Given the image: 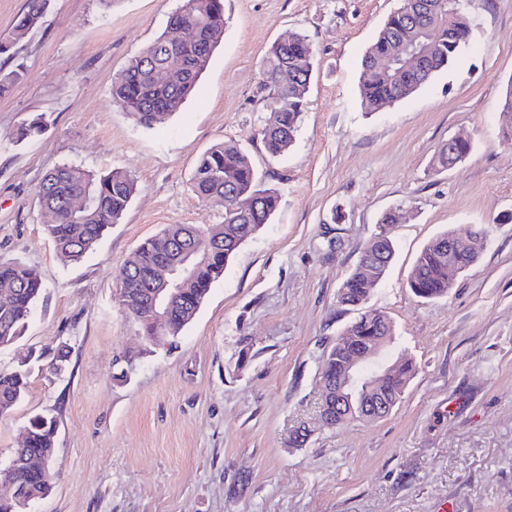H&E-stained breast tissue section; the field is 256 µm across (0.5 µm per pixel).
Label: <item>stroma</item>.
<instances>
[{"instance_id": "1", "label": "stroma", "mask_w": 512, "mask_h": 512, "mask_svg": "<svg viewBox=\"0 0 512 512\" xmlns=\"http://www.w3.org/2000/svg\"><path fill=\"white\" fill-rule=\"evenodd\" d=\"M180 0H53L25 42L24 73L0 97V261L44 283L0 369L64 342V373L33 372L0 418V464L37 414L58 430L50 494L29 512H512V147L501 95L512 82V0H468L472 38L412 96L376 112L358 95L360 61L401 0H224L227 25L194 94L150 128L112 105V77L164 30ZM293 31L314 51L307 108L288 153L272 159L260 65ZM43 113V134L3 147ZM470 140L456 166L433 160ZM233 141L281 194L174 341L146 342L117 274L170 224L224 221L190 188L198 158ZM73 163L131 175L137 192L81 261L61 257L36 189ZM395 256L368 308L392 322L388 360L414 374L388 415L319 419L322 365L356 313L338 290L379 231ZM485 229L478 261L448 295L408 283L442 231ZM306 443L291 444L298 427ZM459 138H461V137L455 136V137L448 138V144H445L442 146V147H446L448 145V147L441 149L437 153V156L434 160V163L436 164V166L441 167V168H448V166L451 165L452 163H454L456 160H460V162H461L466 159V157L471 152L472 145L468 140L456 141ZM454 141H455L454 145L451 147L450 151L448 152L449 146Z\"/></svg>"}]
</instances>
